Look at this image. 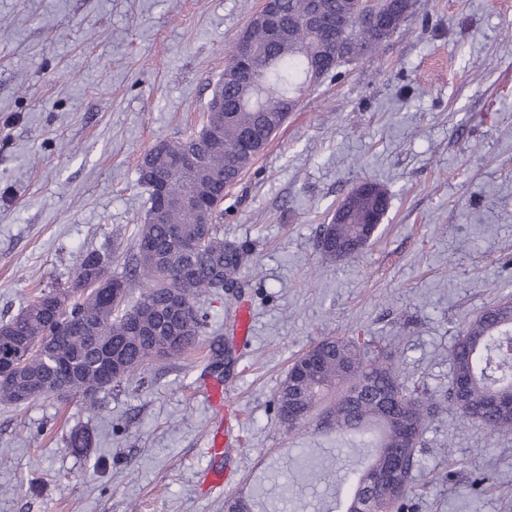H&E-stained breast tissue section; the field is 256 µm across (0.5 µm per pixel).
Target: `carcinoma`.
<instances>
[{"label":"carcinoma","instance_id":"1","mask_svg":"<svg viewBox=\"0 0 512 512\" xmlns=\"http://www.w3.org/2000/svg\"><path fill=\"white\" fill-rule=\"evenodd\" d=\"M354 0H280L285 23L278 37L260 27L248 30L253 55L228 54L224 68H244L254 73L257 86L224 83V111L208 113L201 130L175 143L150 148L138 168V181L148 194L147 213L161 210L159 222L146 218L139 225L133 245L134 279L111 273L112 253L91 252L80 260L74 279L95 282L88 294L73 284L43 290L14 317L0 323V352H16L18 379L0 382V403L16 407L49 395L78 396L86 410L95 411L97 395L125 381H142L144 365L157 359L184 355L198 342L204 316L197 299L224 290V284L243 283L249 273L252 247L233 243L220 234L218 218L225 190L238 182L271 138L284 126L304 96L309 65L317 60L345 62L351 46L359 56L370 57L380 43L399 31L411 14L410 0H385L384 31L361 26L353 13ZM336 17L346 28L344 38L330 33L317 36L304 26L312 4ZM220 134L224 149L215 150L211 137ZM254 138V148L241 147L244 135ZM196 145L204 163L184 170L177 161L187 144ZM192 187L198 208L184 211L164 208L163 197ZM372 195L357 200L352 209L322 226L318 248L329 261H342L362 252L371 238L362 235L364 224L378 197L386 191L371 183ZM203 237L197 250L188 251L183 239ZM139 297L130 300L132 285ZM187 305L178 316L169 310L171 296ZM48 341L43 350L33 344ZM318 365L303 371L304 355L297 356L288 375L297 383H282L275 395L280 422L288 432L300 434L310 418L323 410L328 428L338 437L357 434L361 445L374 449L368 464L353 472L348 491H362L356 512H403L415 494L413 470L420 460L418 448L424 432L435 420L437 402L428 390L410 386L398 370L396 349L384 346L365 351L349 341L325 336L309 347ZM448 412L484 430L512 433V414L489 409L493 397L512 396V299L503 297L466 323L452 345ZM39 389L31 398L21 396L25 387ZM299 406V418H283L288 404ZM89 433L75 429L68 446L76 453L91 447ZM384 448H405L411 470L392 485L371 482L382 471Z\"/></svg>","mask_w":512,"mask_h":512}]
</instances>
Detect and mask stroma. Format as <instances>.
<instances>
[{"mask_svg": "<svg viewBox=\"0 0 512 512\" xmlns=\"http://www.w3.org/2000/svg\"><path fill=\"white\" fill-rule=\"evenodd\" d=\"M261 0H0V319L66 286L81 256L124 275L148 207L149 148L198 131L235 36ZM388 210L358 258L325 260L319 227L363 182ZM221 231L252 242L239 297L201 299L207 326L144 385L0 404V512H225L201 483L212 408L210 347L237 410L222 466L257 512H337L332 474L368 451L314 415L288 434L273 405L299 354L324 336L397 341L403 377L445 393L458 330L512 294V0H416L374 58L341 65L227 190ZM248 344L235 336L241 302ZM93 445L76 454L71 429ZM414 471L413 512H512V434L440 405ZM490 481L475 485L477 474Z\"/></svg>", "mask_w": 512, "mask_h": 512, "instance_id": "obj_1", "label": "stroma"}]
</instances>
